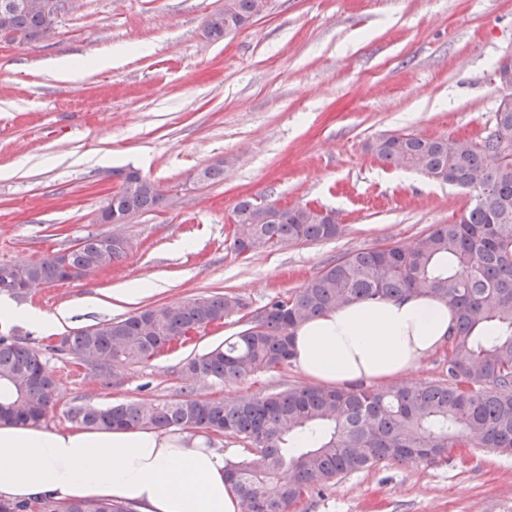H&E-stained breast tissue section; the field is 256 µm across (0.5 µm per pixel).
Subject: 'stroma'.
Listing matches in <instances>:
<instances>
[{
  "label": "stroma",
  "mask_w": 512,
  "mask_h": 512,
  "mask_svg": "<svg viewBox=\"0 0 512 512\" xmlns=\"http://www.w3.org/2000/svg\"><path fill=\"white\" fill-rule=\"evenodd\" d=\"M224 0H66L48 38L0 39V264L62 252L121 232L112 268L15 296L16 306L69 315L50 331L17 320L0 334L36 350L71 408L190 395L232 399L306 385L293 366L234 383L186 381L188 359L245 328L241 314L194 332L149 362L102 369L63 339L145 307L214 292L248 309L307 283L347 252L408 244L453 223L458 188L390 167L368 149L379 134L472 136L493 123L494 65L512 54V0H268L266 12L215 40ZM123 59L103 69L104 52ZM85 59L79 81L46 60ZM223 165V180L200 182ZM133 167L160 183L163 207L114 227L98 216ZM247 197L335 212L345 235L248 256L232 247L231 214ZM149 290L129 299L126 288ZM291 512H512V456L471 444L443 462H394L346 476Z\"/></svg>",
  "instance_id": "35a3bbf8"
}]
</instances>
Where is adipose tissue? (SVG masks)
Listing matches in <instances>:
<instances>
[{"instance_id": "adipose-tissue-1", "label": "adipose tissue", "mask_w": 512, "mask_h": 512, "mask_svg": "<svg viewBox=\"0 0 512 512\" xmlns=\"http://www.w3.org/2000/svg\"><path fill=\"white\" fill-rule=\"evenodd\" d=\"M454 323V311L428 293L349 303L296 327L291 362L325 387L388 383L445 345ZM234 454L202 433L56 432L1 423L0 499L118 501L136 512H242L226 473Z\"/></svg>"}]
</instances>
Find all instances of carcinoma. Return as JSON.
Masks as SVG:
<instances>
[{"instance_id": "obj_1", "label": "carcinoma", "mask_w": 512, "mask_h": 512, "mask_svg": "<svg viewBox=\"0 0 512 512\" xmlns=\"http://www.w3.org/2000/svg\"><path fill=\"white\" fill-rule=\"evenodd\" d=\"M257 0H224L211 14L218 40L254 18ZM43 12L16 9L7 26L23 38L45 28ZM494 131L471 139L383 133L368 145L380 160L456 186L472 204L451 224L405 245L349 253L291 294L251 312L247 327L187 361L190 381L233 383L290 362L293 329L351 302L429 292L448 303L456 326L448 343V380L387 389L298 386L230 400L185 396L163 404L77 406L70 420L87 429L203 430L240 440L247 454L228 467L243 512H290L303 496L382 462L442 461L467 437L512 455V109L495 112ZM117 184L105 217L161 208L163 187L134 169L113 171ZM233 248L256 253L288 243L343 235L308 204L278 210L246 198L232 210ZM126 248L87 236L64 261L48 254L22 266L0 264V292L73 281L108 269ZM245 308L233 294L146 307L125 318L80 329L68 350L103 368L151 360L173 342ZM58 403L55 380L39 353L0 336V422L40 424ZM0 512H129L121 502L0 500Z\"/></svg>"}]
</instances>
